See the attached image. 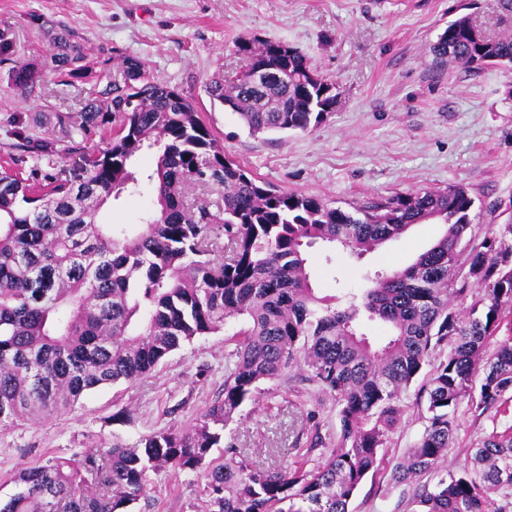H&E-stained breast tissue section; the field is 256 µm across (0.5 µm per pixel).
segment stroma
Listing matches in <instances>:
<instances>
[{
    "mask_svg": "<svg viewBox=\"0 0 512 512\" xmlns=\"http://www.w3.org/2000/svg\"><path fill=\"white\" fill-rule=\"evenodd\" d=\"M470 17L490 37L512 32V13L500 0H0V35L9 59L0 63V164L12 160L16 134L47 143L42 170L78 172L69 149L79 132L58 116L80 112L95 85L112 71L100 67L106 51L140 57L150 76L183 93L225 152L255 177L284 192L322 198L334 206L420 188L464 187L475 200L472 238L498 233L496 212L512 205V66L469 70L438 66L429 48L450 20ZM60 21L84 40L92 74L61 84L50 63L51 44L41 24ZM285 43L336 86L337 103L311 132L250 134L238 116L213 100L208 86L229 83L245 65L235 44L243 39ZM43 69L28 99L9 79L13 62ZM155 206L150 184L102 209L107 224H137ZM444 225L415 224L399 238L361 256L318 244L308 270L317 295L360 292L367 273L402 268L429 249ZM244 325L231 320L216 332L182 345L153 371L132 382L96 389L68 412L0 430V503L15 492L19 463L55 454L82 455L119 441L132 444L163 426L194 423L220 395L230 337ZM405 421L381 453L387 468L368 476L349 512H404L390 462L424 430L415 390L403 397ZM126 410L124 421L112 415ZM456 445L448 468L466 448L512 426V416L456 410ZM336 403L299 368L259 385L224 429L225 444L276 468L284 460L316 466L336 443ZM323 447L311 448L313 436ZM287 449V457L277 449ZM141 512H205L204 481L193 474L152 475Z\"/></svg>",
    "mask_w": 512,
    "mask_h": 512,
    "instance_id": "stroma-1",
    "label": "stroma"
}]
</instances>
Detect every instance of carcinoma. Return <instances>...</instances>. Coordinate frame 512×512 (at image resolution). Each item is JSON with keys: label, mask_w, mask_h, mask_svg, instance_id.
Here are the masks:
<instances>
[{"label": "carcinoma", "mask_w": 512, "mask_h": 512, "mask_svg": "<svg viewBox=\"0 0 512 512\" xmlns=\"http://www.w3.org/2000/svg\"><path fill=\"white\" fill-rule=\"evenodd\" d=\"M51 60L68 79L92 73L80 36L51 25ZM271 40L236 42L246 68L209 94L252 134L311 132L336 106V87L297 49ZM430 51L468 68L512 64V33L486 39L463 16ZM120 78L78 113L86 135L108 122L103 149L80 143L82 178L42 174L39 185L0 167V429L73 408L91 391L149 373L195 337L246 319L229 353L224 389L187 429L162 427L132 445L114 444L79 460L49 455L20 467L18 491L0 512H134L150 474L204 473L207 512H349L362 481L381 467L379 450L402 424V396L451 344L417 393L424 431L391 472L407 486L406 512H512V432L492 433L464 463L442 464L454 445L456 408L478 415L512 402V335L497 338L512 309V245L495 237L463 243L474 199L462 187L420 189L335 207L283 192L226 155L192 102L147 75L138 57L102 60ZM260 69L259 82L250 80ZM28 96L40 81L34 63L9 71ZM15 162L39 159V144H13ZM154 151L147 175L157 207L140 224H105L109 200L134 195L132 162ZM443 224L442 236L410 265L376 271L344 304L318 297L306 249L339 243L361 256L412 224ZM485 294L465 309L471 287ZM378 322L389 339L374 347L360 332ZM293 366L336 401L340 433L325 461L265 468L221 447L224 427L258 384ZM427 476L429 481L415 484Z\"/></svg>", "instance_id": "obj_1"}]
</instances>
